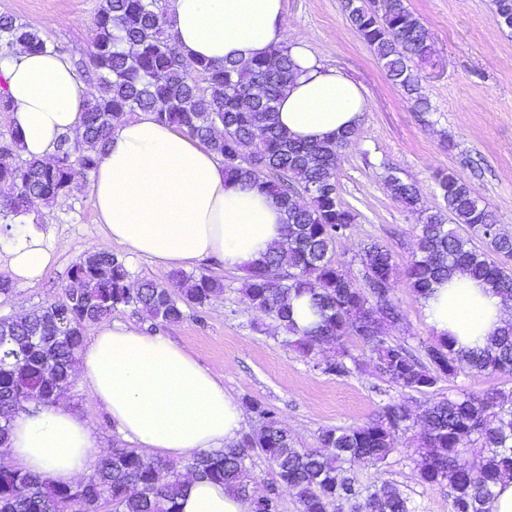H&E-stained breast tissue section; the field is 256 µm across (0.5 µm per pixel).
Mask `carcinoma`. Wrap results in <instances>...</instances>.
<instances>
[{
	"mask_svg": "<svg viewBox=\"0 0 512 512\" xmlns=\"http://www.w3.org/2000/svg\"><path fill=\"white\" fill-rule=\"evenodd\" d=\"M497 24L512 29V0H494ZM345 19L369 45L388 79L403 89L420 111L430 104L420 93L412 63L432 55L429 33L406 0H345ZM94 51L86 68L96 91L85 100L81 137H59L48 158L25 157L20 135L0 132V223L29 211V200L53 206L67 198L96 169L114 125L128 115L149 112L216 154L224 174L245 179L276 198L284 210L286 245L269 251L246 269L242 293L249 308L270 317L282 343L305 356L336 346L340 352L323 372L353 373L355 357L344 342L356 323L374 356L375 369L404 391L426 392L461 371L474 376L512 373V322L468 351L438 341L424 347L422 362L406 345L383 336L402 320L394 299L399 285L418 298L458 273L480 281L512 301V236L500 232L492 212L472 185L454 173L438 171L442 205L420 204L416 184L388 176L391 196L417 215L416 249L404 268L377 243L365 248L362 283L354 284L346 264L335 259L336 241L356 223V210L340 197L337 167L357 129L332 140L302 141L281 130L277 105L295 76L290 47L270 46L248 61L195 64L190 74L158 0H102L92 27ZM25 51L60 52L54 43L10 15H0V61ZM306 202L295 199L298 194ZM125 263L110 252L82 257L72 266L66 299L41 306L25 317L0 323L11 345L0 355V449L7 448L13 419L32 402L50 406L74 384L76 361L87 328L131 309L153 324L184 319L182 304L207 305L224 289L211 276L175 275L169 285L143 280L130 287ZM181 287L176 296L172 288ZM305 298L314 321L303 330L293 321V300ZM247 408L260 426L224 448L204 451L182 462L150 459L131 448H114L92 472L67 486H55L18 468H0V512H180L183 473L219 483L241 496L249 512H281L283 493L293 494L298 512H413L407 497L383 481L363 491L348 465L378 468L396 450L410 414L388 402L367 422L321 430L327 455L301 448L271 410L255 400ZM423 432L414 454L422 483L448 487L451 512H489L488 503L505 479H512V393L501 390L462 394L431 402L422 415ZM260 449L272 478L263 494L250 493L254 481L247 460Z\"/></svg>",
	"mask_w": 512,
	"mask_h": 512,
	"instance_id": "cac0c4a2",
	"label": "carcinoma"
}]
</instances>
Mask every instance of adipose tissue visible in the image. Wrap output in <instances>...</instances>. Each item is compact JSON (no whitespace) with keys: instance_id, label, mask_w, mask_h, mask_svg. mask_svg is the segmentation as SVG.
I'll return each mask as SVG.
<instances>
[{"instance_id":"adipose-tissue-1","label":"adipose tissue","mask_w":512,"mask_h":512,"mask_svg":"<svg viewBox=\"0 0 512 512\" xmlns=\"http://www.w3.org/2000/svg\"><path fill=\"white\" fill-rule=\"evenodd\" d=\"M173 32L187 65L208 59L246 61L279 42L283 0H171ZM298 68L278 103V121L293 137L334 138L360 125L366 99L341 73L325 69L303 45ZM10 98V126L27 157L50 155L63 133H75L88 95L72 65L53 53L24 51L0 62ZM102 245L119 243L162 265L208 257L240 268L284 243V212L252 183L225 177L215 155L196 139L139 112L113 130L90 184ZM8 245L11 279L34 283L54 246L31 216L16 224ZM434 336L455 349L485 345L508 318L502 297L458 275L421 301ZM80 383L118 431L139 447L173 459L237 442L244 413L223 384L182 347L125 325L97 329L80 354ZM7 462L55 485L81 478L103 453L92 423L42 406L12 422ZM181 512H249L241 497L186 477Z\"/></svg>"}]
</instances>
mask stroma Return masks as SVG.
<instances>
[{
	"mask_svg": "<svg viewBox=\"0 0 512 512\" xmlns=\"http://www.w3.org/2000/svg\"><path fill=\"white\" fill-rule=\"evenodd\" d=\"M283 2L282 42L306 45L325 68L355 82L367 100L357 137L337 170L341 198L358 213L347 236L336 243V257L347 263L354 283L362 281L365 244L386 245L401 265L416 248V218L392 199L385 184L391 172L415 182L427 208L442 202L437 171L470 180L499 226L512 234V30L496 23L492 0H408L433 45L430 59L415 64L431 104L427 112L415 111L404 91L387 79L371 48L346 22L344 0ZM98 5L99 0H0V15L16 17L61 46L74 65L89 57ZM38 216L53 229L54 258L37 282L13 283L11 293L0 295V318L63 300L71 266L95 251L102 237L85 181L69 198L39 208ZM190 273L218 278L223 292L205 307L185 308L183 321L174 325L152 327L128 309L114 312L112 322L180 345L223 382L226 392L274 411L304 448L317 447L322 429L363 423L389 401L402 404L412 419L399 436L398 451L380 469L360 464L351 472L365 487L377 480L393 482L414 512H450L447 488L418 477L412 449L422 432L419 415L429 402L448 396L493 388L510 392L512 374L461 372L428 392H404L376 373L369 351L351 338L345 346L362 363V372L329 375L315 364L331 357L332 348L306 359L277 340L273 320L246 306L239 292L243 270L225 268L212 258ZM395 298L404 319L386 326L384 334L421 350L434 340L421 303L404 287L396 289ZM58 406L91 420L103 448L127 447L111 417L81 383H74Z\"/></svg>",
	"mask_w": 512,
	"mask_h": 512,
	"instance_id": "stroma-1",
	"label": "stroma"
}]
</instances>
